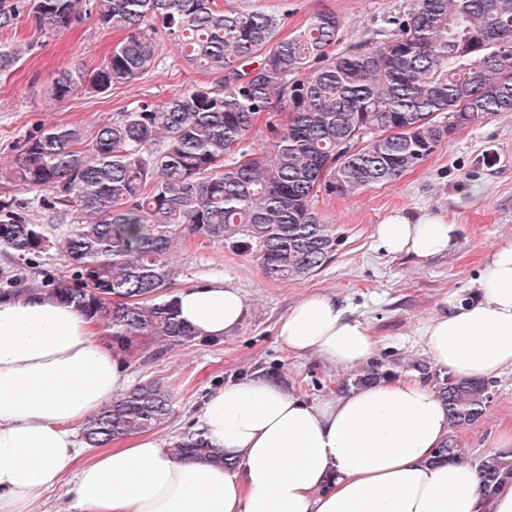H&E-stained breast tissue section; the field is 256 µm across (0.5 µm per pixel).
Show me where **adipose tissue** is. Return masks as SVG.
I'll return each mask as SVG.
<instances>
[{
  "mask_svg": "<svg viewBox=\"0 0 512 512\" xmlns=\"http://www.w3.org/2000/svg\"><path fill=\"white\" fill-rule=\"evenodd\" d=\"M456 227L426 214L387 216L376 230L390 255L447 252ZM466 303L448 296L422 336L455 377L488 381L512 370V242L495 246ZM178 319L200 339L244 321L239 288H183ZM103 326L42 290L0 294V512L74 476L78 512H512V479L487 489L478 466L441 460L445 406L414 374L309 403L263 376L230 382L203 404L199 429L230 465L176 457L151 432L83 460L74 432L125 389ZM288 353L329 368L368 363L377 340L335 298L302 300L276 329Z\"/></svg>",
  "mask_w": 512,
  "mask_h": 512,
  "instance_id": "obj_1",
  "label": "adipose tissue"
}]
</instances>
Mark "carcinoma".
I'll return each instance as SVG.
<instances>
[{
	"instance_id": "1",
	"label": "carcinoma",
	"mask_w": 512,
	"mask_h": 512,
	"mask_svg": "<svg viewBox=\"0 0 512 512\" xmlns=\"http://www.w3.org/2000/svg\"><path fill=\"white\" fill-rule=\"evenodd\" d=\"M26 13L46 34L95 18L123 33L94 70H62L50 95L104 93L162 62L157 30L180 41L185 60L219 76L165 102L142 101L89 138L77 125L27 134L9 172L75 215L57 252L73 269L47 292L110 329L121 348L141 337L184 345L192 332L175 298H160L176 275L177 239L202 236L257 255L274 280L321 268L333 225L314 212L322 191L349 194L399 179L450 134L512 112V0H411L386 15L360 45L337 51L342 19L325 11L288 37L279 16L222 0H0V29ZM28 49L0 44V74ZM287 111L279 122L273 105ZM447 112L444 124L438 115ZM272 140L249 136L261 116ZM49 242L47 228L3 204L0 250L23 260ZM436 392L450 428L485 413L491 386L446 377ZM159 381L128 389L84 424L90 448L153 431L171 415ZM186 458L225 463L199 432L174 446ZM488 484L512 477V461L486 456Z\"/></svg>"
}]
</instances>
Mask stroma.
<instances>
[{"instance_id":"stroma-1","label":"stroma","mask_w":512,"mask_h":512,"mask_svg":"<svg viewBox=\"0 0 512 512\" xmlns=\"http://www.w3.org/2000/svg\"><path fill=\"white\" fill-rule=\"evenodd\" d=\"M407 3L260 0L259 5L282 14L283 37L317 12H336L342 19L340 45L345 48L364 41L387 12ZM119 38V32L103 29L91 19L55 35L42 33L24 16L15 28L0 30V43L30 47L20 66L0 78V202H25V216L31 223L46 225L50 238L64 236L70 223L43 206L38 193L3 176L17 142L52 125L76 124L91 134L139 102L160 103L191 84L213 80L189 65L174 41L160 32L156 38L164 60L140 79L113 83L102 94L82 93L62 101L50 97L58 71L77 64L89 70L98 67ZM314 209L334 226L336 241L323 267L299 279H271L254 254L205 237L185 239L174 254V289L224 281L240 288L249 311L232 335L218 340L161 347L144 339L121 350L130 383L159 381L173 394L172 415L158 430L167 445L197 430L207 396L230 381L265 374L311 403L336 397L353 383L355 373L290 355L277 339L279 320L312 294L336 297L370 327L379 346L366 372L396 377L424 367L429 374H438L420 335L422 325L440 312L449 294L471 298V284L492 248L512 241V112L452 133L427 160L394 182L349 195L320 194ZM395 211L413 218L425 212L443 216L459 227L455 245L426 260L385 254L377 247L375 227ZM0 269L14 275L22 289L72 274L51 247L25 260L0 253ZM492 393L485 416L455 433L465 459L474 464L486 455L499 427L512 423V371L493 380Z\"/></svg>"}]
</instances>
